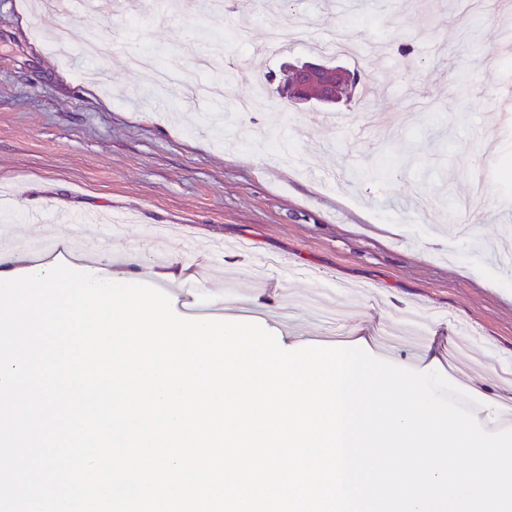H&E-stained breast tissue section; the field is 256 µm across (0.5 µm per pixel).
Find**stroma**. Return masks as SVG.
<instances>
[{"instance_id": "obj_1", "label": "stroma", "mask_w": 512, "mask_h": 512, "mask_svg": "<svg viewBox=\"0 0 512 512\" xmlns=\"http://www.w3.org/2000/svg\"><path fill=\"white\" fill-rule=\"evenodd\" d=\"M0 0V246L34 214L43 223L86 215L127 218L112 236L120 269L138 261L142 283L177 261L178 288L203 279V302L227 321L257 322L287 350L343 343L401 367L446 363L489 424L512 404L497 369L512 366V116L496 91L512 85V16L482 0L469 20L459 0H146L112 14L80 5L33 12ZM297 39L259 54L270 26ZM70 28L69 56L47 45ZM91 40L107 53L84 56ZM211 52L224 65L200 74L201 92L131 71L130 54ZM325 60L358 71L368 98L328 107L283 104L276 84L265 138L237 110L254 74ZM378 177L352 182L349 166ZM172 225L159 245L150 231ZM447 248H428L432 238ZM229 252H211L213 242ZM425 335H398L408 311Z\"/></svg>"}]
</instances>
